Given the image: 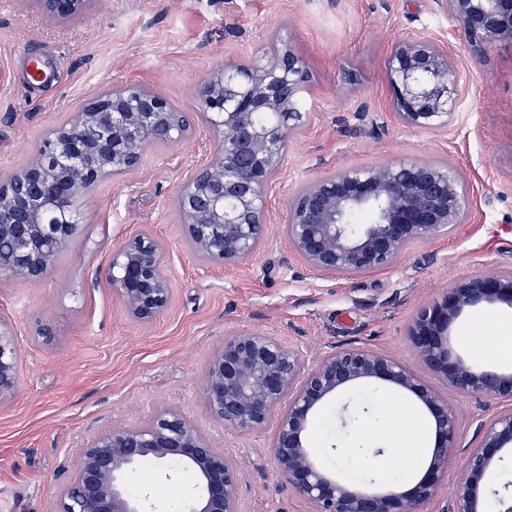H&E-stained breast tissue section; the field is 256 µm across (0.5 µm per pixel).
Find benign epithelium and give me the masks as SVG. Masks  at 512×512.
Here are the masks:
<instances>
[{"mask_svg": "<svg viewBox=\"0 0 512 512\" xmlns=\"http://www.w3.org/2000/svg\"><path fill=\"white\" fill-rule=\"evenodd\" d=\"M47 18L84 16L92 0H24ZM467 51L484 59L512 48V0H438ZM391 105L407 127L442 132L457 112L462 74L447 45L413 35L387 59ZM310 87L306 59L287 40L211 72L195 98L201 121L224 134L212 159L179 186L175 205L192 250L210 266L233 268L266 239L268 198L290 137L307 127L301 103ZM266 112L271 122L254 121ZM197 126L163 95L130 84L92 98L72 122L52 129L20 169L0 178V279L41 280L81 231L72 203L106 179L135 172L147 148L195 138ZM466 187L450 165L409 160L351 167L309 181L291 200L284 224L290 246L324 277L366 274L396 265L407 245L463 223ZM166 252L139 233L113 249L103 270L132 320L148 325L168 307ZM482 304L512 307V272L459 280L421 305L408 329L413 351L435 385L385 352L340 346L309 356L267 332L234 330L211 353L201 395L208 417L228 428H273L277 478L312 512H423L448 473L457 472L450 512H488L485 478L512 447V370L457 352L452 326ZM22 346L0 317V408L23 385ZM364 385L408 397L429 417L433 446L408 486L353 487L315 456L311 429L321 408ZM509 403L475 418L473 448L458 463L459 415L448 393ZM190 471L196 493L188 512H242L241 468L180 408L157 409L144 424L112 427L88 440L74 472L57 490L58 512H145L126 479L146 460Z\"/></svg>", "mask_w": 512, "mask_h": 512, "instance_id": "1", "label": "benign epithelium"}]
</instances>
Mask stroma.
<instances>
[{
    "instance_id": "obj_1",
    "label": "stroma",
    "mask_w": 512,
    "mask_h": 512,
    "mask_svg": "<svg viewBox=\"0 0 512 512\" xmlns=\"http://www.w3.org/2000/svg\"><path fill=\"white\" fill-rule=\"evenodd\" d=\"M421 33L457 54L463 91L444 132L413 129L393 113L386 60ZM291 41L314 81L306 129L288 142L261 249L239 266L206 265L184 239L175 197L182 180L214 155L219 137L150 146L135 173L108 178L83 197L81 234L37 284L0 280V316L24 349L25 385L0 408V512H55L56 491L86 441L101 430L147 422L179 407L240 465L243 512H311L281 486L269 433L233 430L207 416L200 384L231 329L272 332L312 354L366 346L417 366L407 336L418 308L455 281L512 272V50L487 60L464 52L436 0H94L61 25L0 0V173L21 168L47 131L69 122L101 91L146 86L185 111L225 58ZM51 73L31 85L32 58ZM429 160L453 166L469 192L462 224L410 244L396 266L324 277L292 251L283 232L293 196L310 180L355 165ZM166 249L172 300L153 323L130 320L96 275L110 251L137 233ZM387 413L369 386L327 403L315 424L318 461L344 482L381 478L375 449ZM187 470L128 478L147 512H185L195 492Z\"/></svg>"
}]
</instances>
